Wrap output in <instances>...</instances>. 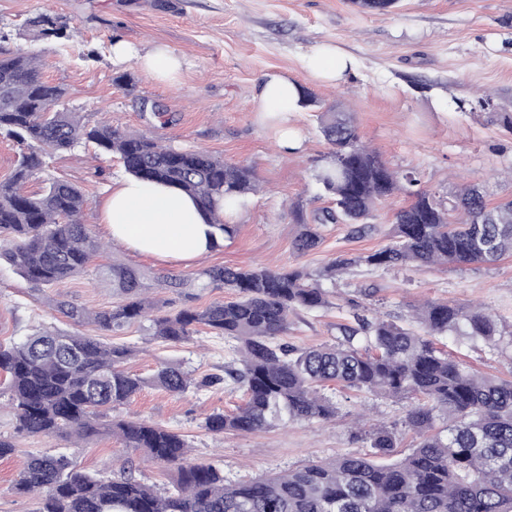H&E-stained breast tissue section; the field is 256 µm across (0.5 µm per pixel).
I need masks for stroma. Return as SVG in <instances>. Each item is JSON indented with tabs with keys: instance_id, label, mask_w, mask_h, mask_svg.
I'll list each match as a JSON object with an SVG mask.
<instances>
[{
	"instance_id": "obj_1",
	"label": "stroma",
	"mask_w": 512,
	"mask_h": 512,
	"mask_svg": "<svg viewBox=\"0 0 512 512\" xmlns=\"http://www.w3.org/2000/svg\"><path fill=\"white\" fill-rule=\"evenodd\" d=\"M42 5L43 0H0V33L6 36L0 48L37 52L45 77L65 88V107L91 125L108 120L130 134L150 132L173 148L202 149L247 166L263 190L237 202L235 235L187 266L111 244L86 275L40 289L1 262L0 344L42 328L69 329L52 309L53 300L96 310L111 306L116 300L112 285L98 269L115 262L171 274L222 265L303 267L329 292L332 305L294 317L282 340L301 347L334 342L339 325L352 320L353 299L389 320L408 317L410 305L427 299L475 302L512 324V255L492 266L363 265L332 280L323 277L336 257L388 244L392 216L408 203L403 194L380 203L365 228L322 226L320 246L296 255L292 242L299 226L288 208L298 200L309 211L329 206L315 180L329 147L319 132L317 107L289 114L288 124L298 133L292 151L280 144L278 122L258 110L265 76L287 75L319 101L354 113L363 141L392 168L415 174L431 192L444 197L472 182L490 202L512 196V131L500 118L512 113V0H400L388 14L359 13L350 0H55L57 12L69 20V35L62 39L37 38L23 28ZM118 41L142 51L167 45L182 60L178 79L161 83L135 62H116L112 46ZM322 44L335 45L354 62L341 84L323 83L305 66L306 57ZM121 74L126 77L122 83L117 80ZM484 98L489 106H481ZM157 110L165 112L168 125L154 118ZM125 176L116 156L81 144L49 156L27 189L41 191L55 178L77 185L86 199L82 221L101 237L100 205ZM108 341L132 349L126 367L137 374L179 363L201 381L217 377V384L202 382L181 397L146 387L117 414L182 434L191 446V462L221 468L235 481L312 460L370 453L369 441L350 422L357 410L364 411L367 425L397 430L401 453H409L417 441L404 425L408 400L334 385L324 389L339 408L333 422L286 420L253 434H214L204 428L205 417L242 402L241 390L222 380L225 363L234 357L230 342L205 331L184 343L164 342L152 338L144 322L124 327ZM439 344L475 372L512 374V337L502 336L495 349L466 336ZM0 438L15 445L13 454L0 458V512H32L33 499L14 490L30 456L63 454L80 471L103 480L116 477L129 456L110 435L77 446L64 435L19 432L9 394L2 390Z\"/></svg>"
}]
</instances>
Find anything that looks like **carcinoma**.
I'll return each instance as SVG.
<instances>
[{"instance_id":"cac0c4a2","label":"carcinoma","mask_w":512,"mask_h":512,"mask_svg":"<svg viewBox=\"0 0 512 512\" xmlns=\"http://www.w3.org/2000/svg\"><path fill=\"white\" fill-rule=\"evenodd\" d=\"M399 0H352L363 13H385ZM24 25L43 38L67 36V20L51 10ZM65 90L43 77L39 55L0 52V131L27 151L11 176L0 181V258L29 283L50 286L88 272L103 244L82 223L81 190L61 179L30 195L24 184L43 170L46 157L92 143L115 154L135 179L174 186L194 197L210 223L227 237L221 203L260 190L252 171L203 150H176L147 134H130L108 122L84 124L60 107ZM319 131L330 156L315 176L332 206L306 217L292 243L299 255L318 248L324 224H366L376 206L401 193L410 203L394 214L391 242L380 250L332 260L327 274L355 266L399 268L493 264L512 254V200L492 205L478 185L466 184L448 200L400 174L364 144L354 114L330 105L319 113ZM120 300L88 310L57 300L56 311L76 326L93 324L105 333L146 320L158 339L181 343L202 325L215 336L239 342L224 367L245 402L236 412H214L208 431L261 432L275 422H329L338 407L321 394L327 384L394 398H408L405 424L420 441L407 456L389 463L368 454L312 461L247 481L188 461L183 435L157 423L126 420L109 412L147 386L183 395L196 386L181 366L163 364L149 377L125 368L131 351L106 345L78 331L44 329L10 347L0 345V373L10 394L18 431L32 435L99 434L119 437L133 453L177 472L173 487L160 491L132 475L102 480L76 470L66 455L30 457L15 482L35 496L34 512H512V380L479 376L435 347L434 337L467 329V335L497 347L500 323L480 305L430 300L411 308L400 324L354 313L355 325L341 338L316 348L279 343L290 316L330 306L326 291L310 283L301 267L214 266L190 274H155L114 264L108 268ZM177 295L190 288H227L230 301L203 308L161 312L150 297L154 285ZM375 456L398 448L396 432H368Z\"/></svg>"}]
</instances>
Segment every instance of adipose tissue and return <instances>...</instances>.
<instances>
[{
	"mask_svg": "<svg viewBox=\"0 0 512 512\" xmlns=\"http://www.w3.org/2000/svg\"><path fill=\"white\" fill-rule=\"evenodd\" d=\"M112 52L119 60L135 58L144 72L159 80L174 79L180 66L177 55L165 47L136 56L126 43L118 41ZM308 68L316 79L336 85L346 79L352 62L336 47L323 46L311 54ZM299 108V85L286 76L269 75L260 92V112L282 121ZM100 216L113 242L139 254L176 263L196 262L223 240L181 190L132 178L113 185L101 203Z\"/></svg>",
	"mask_w": 512,
	"mask_h": 512,
	"instance_id": "adipose-tissue-1",
	"label": "adipose tissue"
}]
</instances>
